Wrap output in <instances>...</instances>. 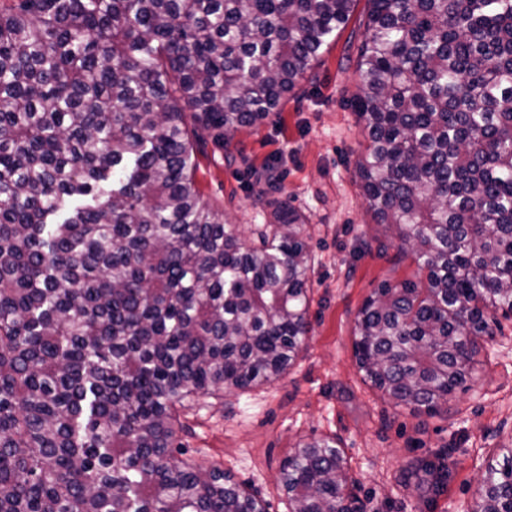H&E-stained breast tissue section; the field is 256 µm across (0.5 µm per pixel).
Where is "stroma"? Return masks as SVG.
Instances as JSON below:
<instances>
[{
  "mask_svg": "<svg viewBox=\"0 0 512 512\" xmlns=\"http://www.w3.org/2000/svg\"><path fill=\"white\" fill-rule=\"evenodd\" d=\"M364 0L321 61L278 111L240 128L230 142L198 130L194 172L201 195L236 224L243 239L269 221V200L307 217L313 257L310 332L279 379L200 399L181 416L187 453L219 466L266 503L288 512L280 466L298 444L340 439L364 512H466L487 462L512 446V319L486 341L471 390L448 413L418 414L365 384L354 357L364 300L382 282L412 275L411 257L385 239L362 196L356 167L365 138L354 111ZM386 240L387 251L375 248ZM452 454L439 493L418 490L421 460Z\"/></svg>",
  "mask_w": 512,
  "mask_h": 512,
  "instance_id": "obj_1",
  "label": "stroma"
}]
</instances>
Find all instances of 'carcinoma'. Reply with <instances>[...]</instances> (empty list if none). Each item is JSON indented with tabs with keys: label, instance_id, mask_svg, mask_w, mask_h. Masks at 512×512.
<instances>
[{
	"label": "carcinoma",
	"instance_id": "cac0c4a2",
	"mask_svg": "<svg viewBox=\"0 0 512 512\" xmlns=\"http://www.w3.org/2000/svg\"><path fill=\"white\" fill-rule=\"evenodd\" d=\"M358 0L0 6V512H266L177 458L180 412L272 382L309 333L307 219L241 238L190 135L276 111ZM354 106L376 223L417 272L360 308L364 381L436 415L512 317V0H366ZM450 453L423 461L427 486ZM290 512H361L342 448L298 445ZM468 512H512V448Z\"/></svg>",
	"mask_w": 512,
	"mask_h": 512
}]
</instances>
